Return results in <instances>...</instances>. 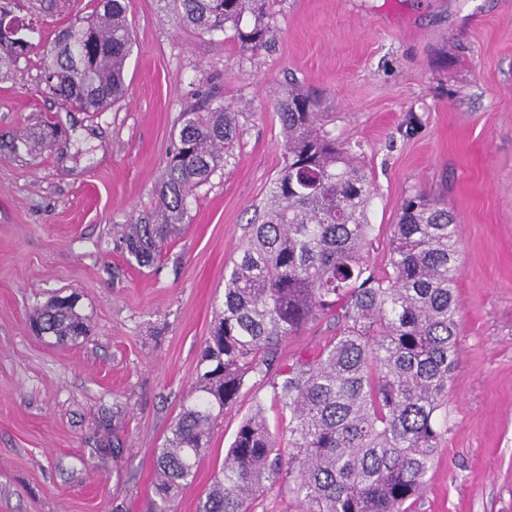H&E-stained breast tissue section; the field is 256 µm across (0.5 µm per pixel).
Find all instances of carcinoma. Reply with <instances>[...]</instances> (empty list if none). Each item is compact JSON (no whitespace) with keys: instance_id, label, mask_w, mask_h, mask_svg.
Here are the masks:
<instances>
[{"instance_id":"carcinoma-1","label":"carcinoma","mask_w":512,"mask_h":512,"mask_svg":"<svg viewBox=\"0 0 512 512\" xmlns=\"http://www.w3.org/2000/svg\"><path fill=\"white\" fill-rule=\"evenodd\" d=\"M93 10L26 48L0 41V75L40 50L42 80L61 104L103 112L126 93L132 27L124 0H91ZM177 22L197 35L233 31L239 49L268 44L270 0H168ZM282 165L267 202L248 225L242 253L224 276V312L199 362L194 395L157 456L156 494L166 504L195 477L209 434L250 376L266 377L279 346L311 323L334 321L336 335L300 355L271 383L288 444H276L261 408L238 427L200 512H251L254 496L278 483L300 512H411L440 439L438 411L457 366L459 222L422 192L406 197L394 225L387 267L367 261L373 185L362 150L327 127L317 100L298 85L278 95ZM231 107L207 95L180 116L178 144L157 187L152 221L129 227L137 264L160 259L185 223L188 199L232 147ZM79 298L57 296L31 327L57 343L88 336ZM123 452L107 439L106 462Z\"/></svg>"}]
</instances>
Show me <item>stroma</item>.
<instances>
[{
    "label": "stroma",
    "mask_w": 512,
    "mask_h": 512,
    "mask_svg": "<svg viewBox=\"0 0 512 512\" xmlns=\"http://www.w3.org/2000/svg\"><path fill=\"white\" fill-rule=\"evenodd\" d=\"M128 91L93 114L62 107L40 54L0 78V512H155L156 456L195 385L224 306V276L282 164L277 92L321 98L340 139L361 143L376 188L370 266L383 269L404 198L424 192L459 220L460 351L442 437L414 512H512V0H275L271 41L178 26L165 0H126ZM44 38L90 0H13ZM235 113L237 140L159 264L123 240L155 188L195 90ZM78 294L87 339L50 345L29 316ZM331 321L284 341L276 369L316 352ZM262 406L288 426L269 379L252 377L210 435L172 512H198L241 421ZM124 447L101 462V410Z\"/></svg>",
    "instance_id": "35a3bbf8"
}]
</instances>
